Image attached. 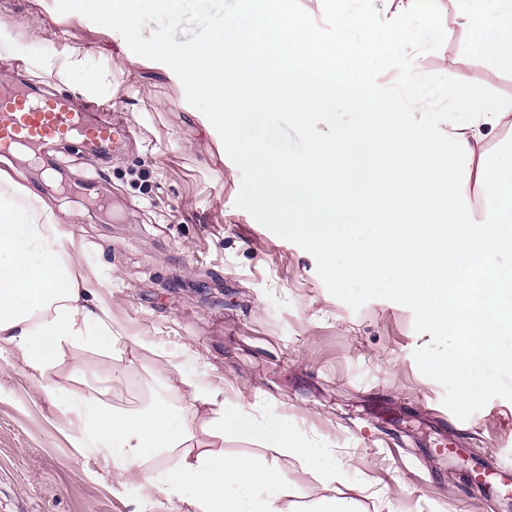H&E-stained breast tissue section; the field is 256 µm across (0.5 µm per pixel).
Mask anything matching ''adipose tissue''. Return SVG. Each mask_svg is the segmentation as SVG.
<instances>
[{"label": "adipose tissue", "instance_id": "adipose-tissue-1", "mask_svg": "<svg viewBox=\"0 0 512 512\" xmlns=\"http://www.w3.org/2000/svg\"><path fill=\"white\" fill-rule=\"evenodd\" d=\"M316 2L335 10L337 42L326 43L286 0H251L205 48L187 45L174 77L190 94L217 98L213 122L234 117L241 160L255 169V206L289 216V233L317 247L329 277L371 282L393 269L399 294L430 329L468 337L452 376L471 396L470 367L487 357L512 365V270L493 261L512 253V96L467 85L439 105L422 94L427 77L412 56L424 22L443 12L448 27L435 49L455 31L458 52L480 57L489 77L511 73L512 0H386L373 25L363 21V0ZM384 67L397 72L395 84L380 83ZM341 105L352 121L337 124L333 142L313 140L296 162L268 157L251 133L260 112L304 120ZM331 171L340 190L318 193ZM13 188L0 172V342L22 354L40 390L76 414L84 451L190 495L196 512H295L298 491L278 462L226 455L228 440L297 456L331 490L344 481L351 462L297 445L287 421L228 404L221 387L194 372L181 378L192 390L186 404L173 387L136 410H115L96 395L69 400L58 371L66 352L115 358L130 339L113 329L52 207L35 194L26 208L7 206Z\"/></svg>", "mask_w": 512, "mask_h": 512}]
</instances>
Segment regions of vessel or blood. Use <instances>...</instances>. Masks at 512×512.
<instances>
[{
  "instance_id": "b4317fda",
  "label": "vessel or blood",
  "mask_w": 512,
  "mask_h": 512,
  "mask_svg": "<svg viewBox=\"0 0 512 512\" xmlns=\"http://www.w3.org/2000/svg\"><path fill=\"white\" fill-rule=\"evenodd\" d=\"M131 132L130 123L112 120L99 104L83 106L71 99L44 102L23 87L0 83V151L80 136L92 153L118 151Z\"/></svg>"
}]
</instances>
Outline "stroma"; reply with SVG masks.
<instances>
[{
  "label": "stroma",
  "instance_id": "35a3bbf8",
  "mask_svg": "<svg viewBox=\"0 0 512 512\" xmlns=\"http://www.w3.org/2000/svg\"><path fill=\"white\" fill-rule=\"evenodd\" d=\"M246 0H182L180 18L154 0H122L139 33L113 29L98 0H0V57L23 62L49 97L95 101L131 115L137 131L102 159L79 138L24 161L0 153V170L60 212L82 269L134 338L121 359L67 352L84 382L109 370L122 383L105 399L140 408L181 370L224 386L233 404L287 420L293 437L335 450L354 467L337 495L360 512H512V371L488 364L463 399L446 357L466 338L435 337L383 270L373 283L337 285L321 253L288 234L282 218L252 204L256 181L223 126L209 123L207 97H186L173 70L185 45L207 39ZM167 56L155 58L150 42ZM425 91L446 101L456 87L486 79L483 61L417 50ZM332 114L298 120L257 114L252 133L275 158L305 156L332 139ZM36 373L0 343V512H193L186 500L132 481L77 446L73 414L37 387ZM227 454L277 459L306 501L326 489L294 457L233 441Z\"/></svg>",
  "mask_w": 512,
  "mask_h": 512
}]
</instances>
